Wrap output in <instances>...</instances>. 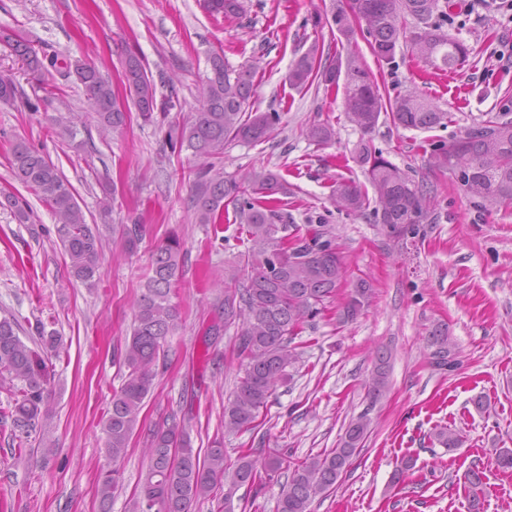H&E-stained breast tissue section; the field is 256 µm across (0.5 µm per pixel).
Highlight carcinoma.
I'll use <instances>...</instances> for the list:
<instances>
[{
  "mask_svg": "<svg viewBox=\"0 0 512 512\" xmlns=\"http://www.w3.org/2000/svg\"><path fill=\"white\" fill-rule=\"evenodd\" d=\"M205 8L214 15L233 17L242 12L243 4L242 0H206ZM438 11L439 0H339L333 23L348 42L356 35L351 21L363 24L371 53L389 65L395 62L399 16L407 13L418 22L411 38L413 49L433 69L447 72L466 58L468 49L442 32L441 24L434 20ZM0 44L29 72L53 70L65 81L75 78L83 86L102 130L114 132L126 125L125 101L116 96L94 63L77 61L61 66L58 54L37 51L20 34L3 35ZM318 53V47L313 46L292 63L287 76L289 86L299 90L314 81L328 87L343 86L346 116L363 133H371L383 113L398 128L432 130L443 125L446 113L423 96L397 95L383 101L361 56L353 54L344 61L338 57L324 65L317 61ZM208 62L203 105L169 133L168 142L174 150L192 151L198 160L194 179L198 223H217L221 210L232 204L247 226V253L237 265L224 270V277L214 280V286L224 293V324L242 322L236 352L244 372L233 399L224 407V428L239 432L253 428L277 384L288 379V366L295 361L290 349L293 336L301 324L319 315L334 299L344 267L329 230L298 236L292 244L280 235L287 224L277 204L288 194V184L281 175L253 168L237 177L211 176L210 159L220 154L224 145L268 139L280 115L275 111L246 115L256 91V65L234 68L219 52L212 53ZM124 80L133 106L148 120L156 112L165 114L180 106L175 89L159 94L145 61L132 51L125 57ZM2 98L34 108L17 83L10 87L0 84ZM511 111L506 107L499 119L470 128L450 147L432 145L428 166L451 172L466 192L486 202L511 203L512 119L507 118ZM78 122L79 116L73 112L55 118L71 138L76 136ZM334 135L327 123L314 124L309 130L311 139L321 145L331 142ZM356 161L372 186L380 223L402 233L428 218L431 188L415 182L369 141L360 143ZM10 167L14 177L35 190L50 207L73 276L85 283L93 282L101 273L103 237L98 225L86 222L72 185L52 160L24 140L13 145ZM333 194L337 203L353 213L363 211L368 204V197L350 180L337 179ZM4 201L18 223L29 222L30 209L24 198L9 195ZM121 228L129 249H137L142 225L134 219ZM183 267L184 253L176 235L151 256V275L137 304L132 332L120 352L127 377L113 393L111 408L102 421L105 450L114 461L126 454L144 400L151 392L156 367L167 358L165 347L179 322L172 295ZM370 292L364 281L353 288L344 307L346 319L358 315ZM19 330L15 318L0 319V388L18 394L11 410V436L22 444L31 434L46 431L51 419L52 375L47 371L46 358L57 352L60 338L41 323L35 327L36 335L26 341ZM428 344L434 348L438 366L455 367L448 363V330L434 329ZM388 375L389 357L381 354L368 384L369 405L384 397ZM370 425L368 413L360 414L349 422L340 447L295 466L288 488L278 499L277 512H309L312 500L334 489L362 447ZM146 445L149 467L142 480L139 512H192L197 503L216 498L225 485L228 492L224 494V512H231L233 491L261 480L257 466L275 473L287 463L275 453L261 462L243 455L231 469L219 442L202 458L192 446L184 421L175 414L169 415L161 427L148 430ZM114 487L112 472H105L98 481L101 512H112Z\"/></svg>",
  "mask_w": 512,
  "mask_h": 512,
  "instance_id": "obj_1",
  "label": "carcinoma"
}]
</instances>
